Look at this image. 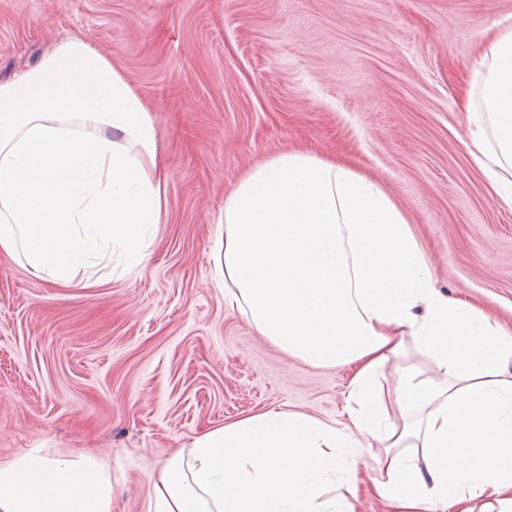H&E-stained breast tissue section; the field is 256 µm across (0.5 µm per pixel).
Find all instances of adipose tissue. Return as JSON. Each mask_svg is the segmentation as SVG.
<instances>
[{
	"label": "adipose tissue",
	"mask_w": 512,
	"mask_h": 512,
	"mask_svg": "<svg viewBox=\"0 0 512 512\" xmlns=\"http://www.w3.org/2000/svg\"><path fill=\"white\" fill-rule=\"evenodd\" d=\"M473 80L468 152L512 207V30L486 44ZM167 176L132 79L83 40L0 78V252L71 284L104 242L133 266L160 223ZM226 304L288 354L351 370L345 420L270 410L205 428L150 477L148 512H351L362 440H377L372 491L397 512H512V333L448 299L404 211L336 158L284 152L224 203ZM415 365L390 384L405 337ZM422 451L412 463L405 449ZM0 512H112L94 452L40 448L0 460Z\"/></svg>",
	"instance_id": "adipose-tissue-1"
}]
</instances>
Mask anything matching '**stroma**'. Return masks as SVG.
<instances>
[{
	"label": "stroma",
	"instance_id": "1",
	"mask_svg": "<svg viewBox=\"0 0 512 512\" xmlns=\"http://www.w3.org/2000/svg\"><path fill=\"white\" fill-rule=\"evenodd\" d=\"M512 0H0V76L80 38L153 111L167 205L53 284L0 253V459L95 449L112 512L206 427L269 410L339 421L350 372L289 355L224 302V200L288 150L348 159L406 213L439 290L512 328V208L463 142L472 69Z\"/></svg>",
	"mask_w": 512,
	"mask_h": 512
}]
</instances>
